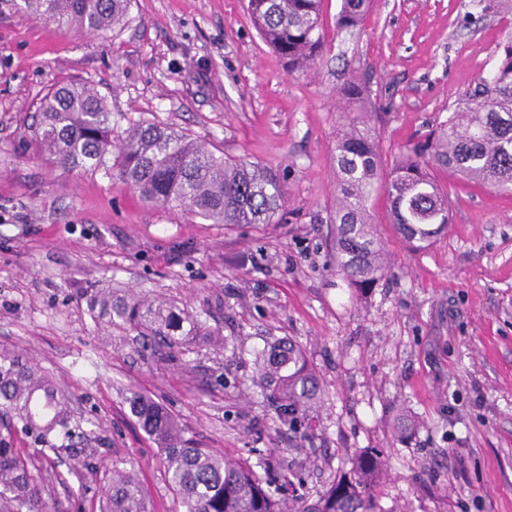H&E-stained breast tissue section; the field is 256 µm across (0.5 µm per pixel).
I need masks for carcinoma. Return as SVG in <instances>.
Here are the masks:
<instances>
[{"mask_svg":"<svg viewBox=\"0 0 512 512\" xmlns=\"http://www.w3.org/2000/svg\"><path fill=\"white\" fill-rule=\"evenodd\" d=\"M15 10L61 28L88 34L114 31L129 22L132 0H10ZM480 15L512 14V0H472ZM322 0H248L247 9L261 38L290 68L304 70L322 51L326 36ZM371 0H342L336 30L362 25ZM353 103H371L360 81L341 89ZM27 150L64 170H91L112 176L115 156L119 180L147 203L180 207L213 224H277L284 206V175L244 159L217 155L205 143L170 126L134 123L126 137L112 141V111L93 85L68 81L48 89L37 106V123ZM336 269L362 292L385 276L372 222L371 201L384 192L391 223L412 243L431 244L447 228L451 200L435 177L451 172L465 182L489 185L512 195V31L497 44L491 72L468 89L452 113L425 140L395 154L383 165L378 135L366 113L348 123L336 140ZM89 306L113 328L149 336L177 360L192 352L199 336H218L199 316L177 303L133 289L88 292ZM274 380L278 411L295 414L312 408L317 385L302 353L288 344L261 366ZM40 390L53 407L48 419L33 415L28 391ZM130 409L146 433L163 448L166 477L182 512H291L288 502L269 493L245 462L184 438L177 418L133 391ZM35 442L71 434L67 399L36 364L18 353L0 352V512H49L43 497L46 476L22 449L17 431ZM384 460L366 454L341 472L304 512H378L375 488ZM105 512H148L137 471L112 466L105 490Z\"/></svg>","mask_w":512,"mask_h":512,"instance_id":"1","label":"carcinoma"}]
</instances>
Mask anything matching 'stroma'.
<instances>
[{"label": "stroma", "mask_w": 512, "mask_h": 512, "mask_svg": "<svg viewBox=\"0 0 512 512\" xmlns=\"http://www.w3.org/2000/svg\"><path fill=\"white\" fill-rule=\"evenodd\" d=\"M468 0H373L359 31L337 32L289 71L259 36L247 0H133L122 30L87 35L0 0V351L22 354L69 397L72 434L16 447L55 477L50 512H101L112 464L134 465L150 512H180L164 453L132 415L137 391L176 414L185 436L263 473L296 512L363 454L386 462L381 512H512V197L438 173L450 224L412 247L373 220L383 279L355 293L336 270L330 217L341 89L368 82L383 161L423 138L494 63L507 26L471 22ZM90 82L130 123L171 126L215 153L283 172L277 224L227 227L144 203L102 173L49 169L25 151L34 104L63 79ZM174 299L220 328L168 361L142 337L102 328L81 288ZM291 342L320 393L313 422H280L255 371Z\"/></svg>", "instance_id": "35a3bbf8"}]
</instances>
